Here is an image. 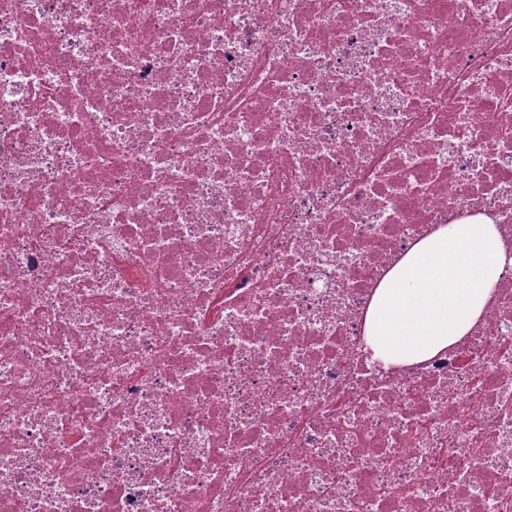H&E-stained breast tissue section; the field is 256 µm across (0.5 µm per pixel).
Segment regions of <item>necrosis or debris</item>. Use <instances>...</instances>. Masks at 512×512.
Returning a JSON list of instances; mask_svg holds the SVG:
<instances>
[{"mask_svg":"<svg viewBox=\"0 0 512 512\" xmlns=\"http://www.w3.org/2000/svg\"><path fill=\"white\" fill-rule=\"evenodd\" d=\"M505 88L512 0H0V512H512V269L365 341L432 225L512 250ZM507 265L512 252L488 217L437 224L374 288L365 334L373 358L416 364L447 350L481 319Z\"/></svg>","mask_w":512,"mask_h":512,"instance_id":"obj_1","label":"necrosis or debris"}]
</instances>
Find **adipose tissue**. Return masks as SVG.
<instances>
[{
    "label": "adipose tissue",
    "instance_id": "ef3b65f1",
    "mask_svg": "<svg viewBox=\"0 0 512 512\" xmlns=\"http://www.w3.org/2000/svg\"><path fill=\"white\" fill-rule=\"evenodd\" d=\"M509 266L512 254L488 217L437 225L374 288L366 313V343L374 358L416 364L447 350L481 319Z\"/></svg>",
    "mask_w": 512,
    "mask_h": 512
}]
</instances>
